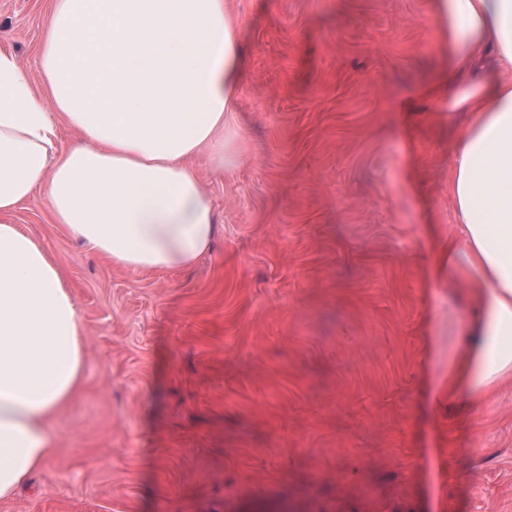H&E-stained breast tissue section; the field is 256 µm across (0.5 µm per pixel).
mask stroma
Returning a JSON list of instances; mask_svg holds the SVG:
<instances>
[{"mask_svg": "<svg viewBox=\"0 0 512 512\" xmlns=\"http://www.w3.org/2000/svg\"><path fill=\"white\" fill-rule=\"evenodd\" d=\"M53 0H0V51L41 92ZM434 0H228L244 77L190 268L87 251L41 194L86 331L51 466L0 512H512V374L448 401L470 315L445 252L448 29Z\"/></svg>", "mask_w": 512, "mask_h": 512, "instance_id": "obj_1", "label": "stroma"}]
</instances>
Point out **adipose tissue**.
I'll return each mask as SVG.
<instances>
[{"label": "adipose tissue", "instance_id": "1", "mask_svg": "<svg viewBox=\"0 0 512 512\" xmlns=\"http://www.w3.org/2000/svg\"><path fill=\"white\" fill-rule=\"evenodd\" d=\"M448 26L449 111L472 120L451 160L460 230L448 268L474 302L449 396L479 399L512 373V0H435ZM42 94L0 52V501L59 448L80 395L86 334L46 248L8 220L34 193L55 223L114 266L183 269L206 254L216 210L193 160L224 163L241 79L225 0H54ZM79 133L57 144V125Z\"/></svg>", "mask_w": 512, "mask_h": 512}]
</instances>
